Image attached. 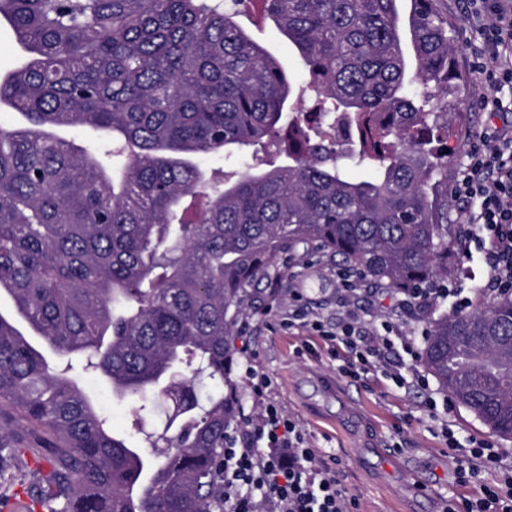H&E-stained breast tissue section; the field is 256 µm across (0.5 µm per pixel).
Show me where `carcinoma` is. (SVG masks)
I'll use <instances>...</instances> for the list:
<instances>
[{
    "mask_svg": "<svg viewBox=\"0 0 512 512\" xmlns=\"http://www.w3.org/2000/svg\"><path fill=\"white\" fill-rule=\"evenodd\" d=\"M0 0L21 48L0 74V480L26 453L47 512H224L238 425L230 344L256 283L309 241L360 279L425 295L448 281L455 68L440 0ZM272 18L303 82L236 21ZM457 103H448L449 94ZM73 130L112 139V164ZM288 144L289 163L208 178L201 154ZM367 166L354 181L342 162ZM84 362L131 404L137 442L81 390ZM420 361L512 438V296L441 314Z\"/></svg>",
    "mask_w": 512,
    "mask_h": 512,
    "instance_id": "obj_1",
    "label": "carcinoma"
}]
</instances>
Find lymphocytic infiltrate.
<instances>
[{"label":"lymphocytic infiltrate","instance_id":"obj_1","mask_svg":"<svg viewBox=\"0 0 512 512\" xmlns=\"http://www.w3.org/2000/svg\"><path fill=\"white\" fill-rule=\"evenodd\" d=\"M479 2L487 18L482 45L474 52L482 77L480 103L486 111L500 112L503 90H512V0ZM453 193L467 206L470 240L483 259L486 290H512V134L482 130ZM335 339L365 365L380 361L391 344L357 333L348 320L337 327ZM253 432L265 447L225 445L224 512H345L335 469L304 446L297 423L282 416L273 402H265ZM448 512H512V476L486 487L479 500L449 501Z\"/></svg>","mask_w":512,"mask_h":512}]
</instances>
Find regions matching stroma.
I'll use <instances>...</instances> for the list:
<instances>
[{
    "mask_svg": "<svg viewBox=\"0 0 512 512\" xmlns=\"http://www.w3.org/2000/svg\"><path fill=\"white\" fill-rule=\"evenodd\" d=\"M445 2L449 21L463 28L455 64L467 79L463 109L470 114L457 128L460 149L448 164L453 185L467 164L472 136L487 125L512 131V112L480 110V79L471 62L478 28L468 18V0ZM274 267L275 275L260 285L257 309L232 336L233 374L241 386L240 429L257 420L263 400L275 403L299 425L306 447L334 464L349 512H445L449 499H479L485 486L512 470V439L492 432L465 407L447 405L448 394L435 379L423 387L393 380L397 350H387V363L351 375L346 368L354 357L327 338L349 313L357 315L365 335H385L392 325L402 335L417 337L449 310V302L431 309L406 306L400 292L369 280L345 291L341 257L307 243L276 258ZM448 268L450 282L463 288L473 309L489 302L482 290V265L467 258L464 245L454 246ZM252 369L267 381L264 395L254 391L248 376ZM82 385L113 430L130 431V405L113 395L104 377L85 374ZM452 438L463 448L475 441L492 442L502 456L500 469L460 482L457 461L448 452Z\"/></svg>",
    "mask_w": 512,
    "mask_h": 512,
    "instance_id": "stroma-1",
    "label": "stroma"
}]
</instances>
